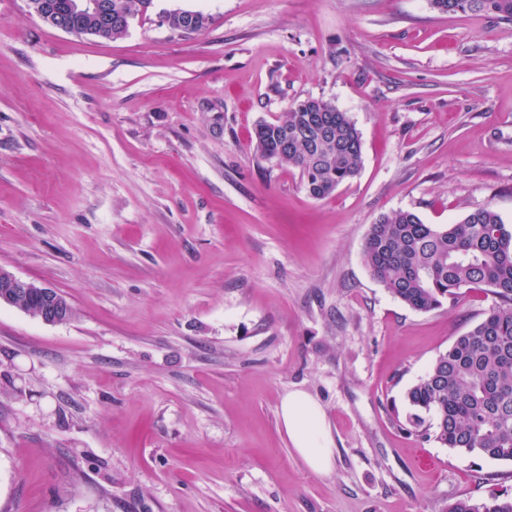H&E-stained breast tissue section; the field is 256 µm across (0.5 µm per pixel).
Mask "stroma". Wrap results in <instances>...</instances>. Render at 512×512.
Masks as SVG:
<instances>
[{"label": "stroma", "mask_w": 512, "mask_h": 512, "mask_svg": "<svg viewBox=\"0 0 512 512\" xmlns=\"http://www.w3.org/2000/svg\"><path fill=\"white\" fill-rule=\"evenodd\" d=\"M174 9L212 15L182 37ZM362 169L325 199L251 133L308 99ZM512 222V23L430 0H155L118 39L0 0V267L63 294L0 306V512H447L512 464L410 434L406 391L493 298L416 311L367 232L410 210ZM293 390L336 448L312 472ZM279 416L296 453L318 474L334 468V442L322 407L302 391H291L281 401Z\"/></svg>", "instance_id": "stroma-1"}]
</instances>
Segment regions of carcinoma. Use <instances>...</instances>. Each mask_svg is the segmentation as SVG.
Here are the masks:
<instances>
[{
	"mask_svg": "<svg viewBox=\"0 0 512 512\" xmlns=\"http://www.w3.org/2000/svg\"><path fill=\"white\" fill-rule=\"evenodd\" d=\"M112 31L120 38L128 21L154 0H110ZM441 12H484L512 22V0H431ZM171 27L191 16L193 30L211 21L200 11L165 12ZM252 141L262 158L299 170L309 195L331 196L358 175L361 136L348 113L322 99L292 106L275 122L255 125ZM373 277L410 308L428 312L455 302L464 288H483L493 304L483 319L456 336L411 386L414 433L440 445L512 462V225L491 206L453 224H426L412 211L384 214L368 230L364 246ZM431 416L425 423L422 414ZM448 512H512V495L492 493L448 504Z\"/></svg>",
	"mask_w": 512,
	"mask_h": 512,
	"instance_id": "obj_1",
	"label": "carcinoma"
}]
</instances>
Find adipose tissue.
I'll list each match as a JSON object with an SVG mask.
<instances>
[{
    "label": "adipose tissue",
    "instance_id": "adipose-tissue-1",
    "mask_svg": "<svg viewBox=\"0 0 512 512\" xmlns=\"http://www.w3.org/2000/svg\"><path fill=\"white\" fill-rule=\"evenodd\" d=\"M279 416L296 453L318 474L334 468V442L322 407L306 393L291 391L281 401Z\"/></svg>",
    "mask_w": 512,
    "mask_h": 512
}]
</instances>
